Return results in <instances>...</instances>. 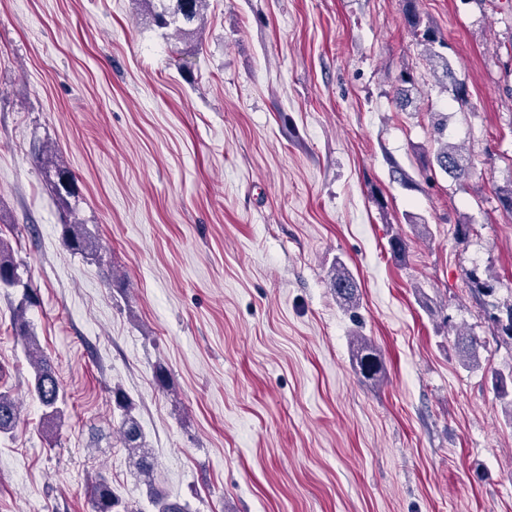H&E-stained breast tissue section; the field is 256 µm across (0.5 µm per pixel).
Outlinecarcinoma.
<instances>
[{"label":"carcinoma","instance_id":"obj_1","mask_svg":"<svg viewBox=\"0 0 512 512\" xmlns=\"http://www.w3.org/2000/svg\"><path fill=\"white\" fill-rule=\"evenodd\" d=\"M206 0H143L154 20L162 27H174L178 32H186L185 26L203 19ZM405 19L410 34L422 46L423 60L435 72H442L448 80V91L452 99L460 104L468 102V88L465 80L459 78L444 49L448 48L446 40L439 35L431 23L423 17L417 8V0H404ZM402 87L397 89V98L401 109L405 110L413 103V96L421 94L416 86L413 75L409 72L399 78ZM447 123L439 120L433 126V150L425 155L422 173L429 175L440 171L462 183L473 170V163L465 151L448 142L444 135ZM54 169L55 180L51 181L53 191L59 201L66 204L68 199L75 197V179L72 173L56 164L47 161ZM63 238L66 246L75 254L95 255L100 249L99 243L88 235L84 225L70 223L62 225ZM18 264L10 255L8 246L0 239V288L24 289L22 302L14 311L12 329L25 348L29 364L33 370L30 382V393L35 396L43 408L44 417L52 422L62 413L63 394L60 382L52 367L50 357L44 352L33 335L30 322L26 317L27 306L32 304L29 295L30 287L24 283L19 273ZM467 285L478 298L483 312L491 322L494 331L500 336L512 339V303L501 306L488 302L486 298L494 294L497 280L487 273L473 268L466 273ZM330 287L336 293V299L342 305L353 307L357 304V285L345 266L336 263L335 272L330 279ZM358 351L357 362L360 373L368 379L381 376V363L373 346L364 338L356 339ZM112 397L116 405L125 412L121 427L120 439L136 458V466L144 480L151 484L155 463L146 444L144 435L137 419L130 414L125 395L119 388L112 389ZM20 406L8 391H0V433L12 432L19 420ZM154 506L157 512H187V508L177 501H171L150 487ZM93 512H134L112 490L111 485L103 478L92 485Z\"/></svg>","mask_w":512,"mask_h":512}]
</instances>
